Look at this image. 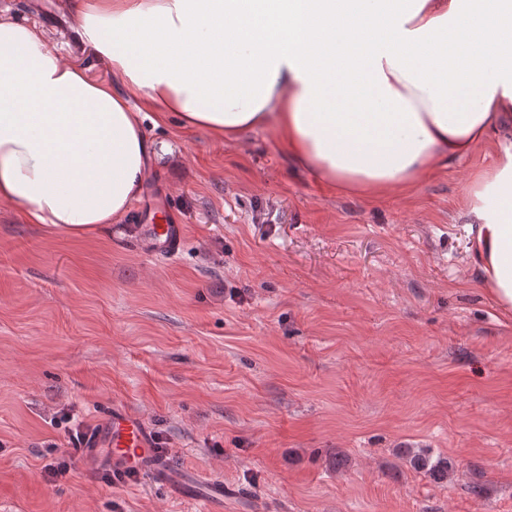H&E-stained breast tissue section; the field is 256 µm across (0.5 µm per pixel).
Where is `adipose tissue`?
<instances>
[{
    "mask_svg": "<svg viewBox=\"0 0 512 512\" xmlns=\"http://www.w3.org/2000/svg\"><path fill=\"white\" fill-rule=\"evenodd\" d=\"M81 39L122 83L0 17V202L72 238L142 189L132 105L232 140L272 129L328 190L404 193L485 143L463 187L471 263L512 313V0H84Z\"/></svg>",
    "mask_w": 512,
    "mask_h": 512,
    "instance_id": "1",
    "label": "adipose tissue"
}]
</instances>
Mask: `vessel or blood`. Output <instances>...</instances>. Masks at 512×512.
<instances>
[{
	"label": "vessel or blood",
	"instance_id": "1",
	"mask_svg": "<svg viewBox=\"0 0 512 512\" xmlns=\"http://www.w3.org/2000/svg\"><path fill=\"white\" fill-rule=\"evenodd\" d=\"M151 233L155 242L168 252L178 251L181 244L179 224H155L151 227ZM103 443L112 457L113 470L134 467L146 481L164 486L182 500L210 505L224 499L223 481L179 478L170 473L157 457L150 430L139 416L120 409L113 410Z\"/></svg>",
	"mask_w": 512,
	"mask_h": 512
}]
</instances>
